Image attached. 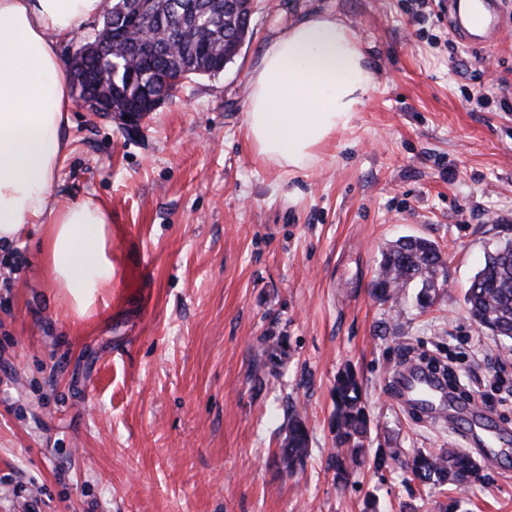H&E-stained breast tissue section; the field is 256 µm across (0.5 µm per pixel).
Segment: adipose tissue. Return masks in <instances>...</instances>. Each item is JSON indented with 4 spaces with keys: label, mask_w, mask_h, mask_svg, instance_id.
I'll return each instance as SVG.
<instances>
[{
    "label": "adipose tissue",
    "mask_w": 512,
    "mask_h": 512,
    "mask_svg": "<svg viewBox=\"0 0 512 512\" xmlns=\"http://www.w3.org/2000/svg\"><path fill=\"white\" fill-rule=\"evenodd\" d=\"M103 7V0H0V246L39 231L44 278L80 317L112 285V213L91 199L56 203L72 108L59 45ZM372 80L349 22L330 9L294 18L266 43L251 79L246 132L257 158L290 172L311 168L349 127Z\"/></svg>",
    "instance_id": "adipose-tissue-1"
}]
</instances>
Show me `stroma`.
I'll list each match as a JSON object with an SVG mask.
<instances>
[{"label": "stroma", "mask_w": 512, "mask_h": 512, "mask_svg": "<svg viewBox=\"0 0 512 512\" xmlns=\"http://www.w3.org/2000/svg\"><path fill=\"white\" fill-rule=\"evenodd\" d=\"M253 33L216 78L194 76L137 133L73 105L61 203L112 211L107 308L74 318L41 273L39 238L0 250V512H512V453L457 495L410 481L414 450L469 442L400 404L395 370L444 358L492 422L500 341L464 294L512 229V0L488 47L448 33L447 0L412 20L410 0H255ZM334 8L359 32L373 83L321 160L287 172L256 160L245 131L261 51L290 18ZM434 241L447 283L434 305L371 294L382 252ZM288 339L278 375L264 338ZM352 368L369 448L347 482L331 467L333 388ZM309 455L294 475L274 451L291 411Z\"/></svg>", "instance_id": "35a3bbf8"}]
</instances>
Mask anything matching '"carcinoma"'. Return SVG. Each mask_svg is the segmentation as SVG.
<instances>
[{
	"label": "carcinoma",
	"instance_id": "1",
	"mask_svg": "<svg viewBox=\"0 0 512 512\" xmlns=\"http://www.w3.org/2000/svg\"><path fill=\"white\" fill-rule=\"evenodd\" d=\"M191 5L205 15L207 26H188L182 33L177 50L162 46L157 51H144L133 60L130 73L115 55H97L87 59L91 73L104 74L122 88L125 100L140 104V116L152 111L143 105L145 92L167 86L173 96L185 80L203 75L217 77L226 63L235 58V43L251 35L247 23V8L232 11L230 0H157V17L147 31L156 43L164 41L170 25L176 23L175 5ZM126 0H105L102 26L94 37L117 31L125 22L122 17ZM445 266L440 248L422 237H401L382 253L379 265L381 281H374L372 293L380 301L401 300L407 288L420 285L417 302L420 306L434 303L432 288L438 268ZM465 304L473 321L492 336L512 341V239L506 240L495 254L484 259L465 292ZM288 363V343L285 336H269L262 352L259 368L277 375ZM336 448L332 468L336 480L345 482L365 461L366 441L370 434L362 385L356 374L346 369L336 378L334 388V420ZM288 447L278 448L279 467L288 472L300 468L309 449V432L300 414L288 415ZM406 471L421 483L439 488H466L482 480L481 469L458 448H441L436 452L418 450L406 461Z\"/></svg>",
	"mask_w": 512,
	"mask_h": 512
}]
</instances>
